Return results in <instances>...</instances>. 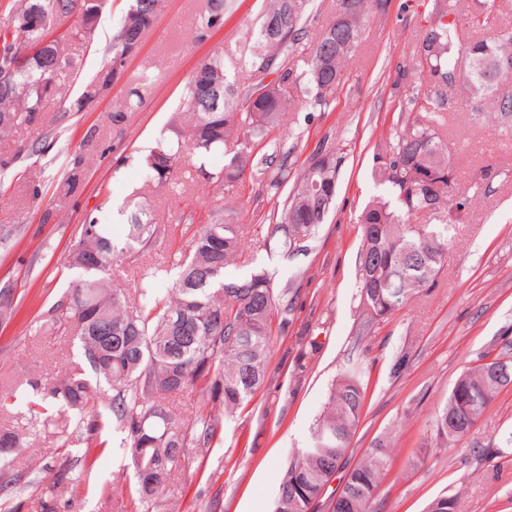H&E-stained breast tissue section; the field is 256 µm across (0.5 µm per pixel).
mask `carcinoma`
I'll return each mask as SVG.
<instances>
[{
  "label": "carcinoma",
  "instance_id": "obj_1",
  "mask_svg": "<svg viewBox=\"0 0 512 512\" xmlns=\"http://www.w3.org/2000/svg\"><path fill=\"white\" fill-rule=\"evenodd\" d=\"M385 0H336L335 16L309 52L304 76L288 68V48L299 44L310 22L306 0H268L262 15L258 45L250 58V82L238 86L224 74L220 56H213L193 73L184 89V103L194 123L182 138L160 141L145 159L150 179L158 186L172 183L182 162L205 159L234 143L229 162L219 171L201 163L199 176L218 185L233 186L250 174L261 175V193L274 199L291 186L282 209L274 215L270 236L259 241L266 251L288 254L308 250L323 221L317 216L319 185L338 182L345 159L328 136L321 137L296 177L289 154L272 134L280 128L288 107L302 91L310 103L326 106L343 83L362 28L358 20L385 10ZM161 0H131L120 29L112 38V58L124 57L129 37L144 33L160 11ZM231 0H209L194 19L201 35L224 24ZM98 5L93 0H15L8 19L0 21V70L9 71L12 88L0 91V134L42 124L45 101L57 93L61 77L75 67L66 53L72 44L95 41ZM448 0H434L431 20L419 42V76L427 77L434 94L412 104L423 115L408 119L385 155L372 169L385 193L360 210V244L355 257L357 290L353 303L370 325L389 318L411 298L436 287L444 270L448 240L469 207L464 190H448V175L456 167L443 142V116L449 105L446 91L462 88L477 103L507 120L512 116V30L500 29L488 39H468L461 33ZM79 16L75 23L70 21ZM48 55L19 61L46 38ZM276 79L263 84V77ZM52 148L46 137L33 140L15 154L0 156L6 175L21 159H44ZM85 158L74 151L69 170L57 189L70 196L78 185ZM445 211L443 224H412L410 218ZM158 225L143 209L130 216L125 237L117 241L107 225L90 220L70 242L69 266L79 274L39 321L38 331L74 336L79 356L60 381L35 382L0 392V407L25 402L21 419L27 426L52 424L61 446L100 439L110 425L130 440V468L136 510L149 512L157 503L173 468L208 447L223 431V418L236 413L264 383L272 345V324L290 322L292 284L274 287L265 268L232 277L229 266L243 256L251 234L246 224L224 219L214 206L208 221L192 230L189 250H175V269L151 264L142 268L132 291L112 282V266L139 252L157 234ZM23 233L20 224L0 226V251L8 252ZM171 278L170 293L161 294L157 281ZM16 313L15 290L0 287V321ZM512 369V353L488 351L481 363L461 374L432 422L436 446L461 447L489 405L508 386L499 369ZM369 371L358 364L338 377L310 443L282 471L274 512H314L323 490L343 465L364 409ZM112 391L106 412L90 414L97 390ZM198 389L209 410L192 422L179 417L173 398ZM23 445L21 434L0 431V475L22 477L12 451ZM392 445L377 437L365 457L349 471L329 512H375V501L388 469ZM72 464H59V478L49 486L51 497L76 483ZM457 500L441 495L427 512H456Z\"/></svg>",
  "mask_w": 512,
  "mask_h": 512
}]
</instances>
